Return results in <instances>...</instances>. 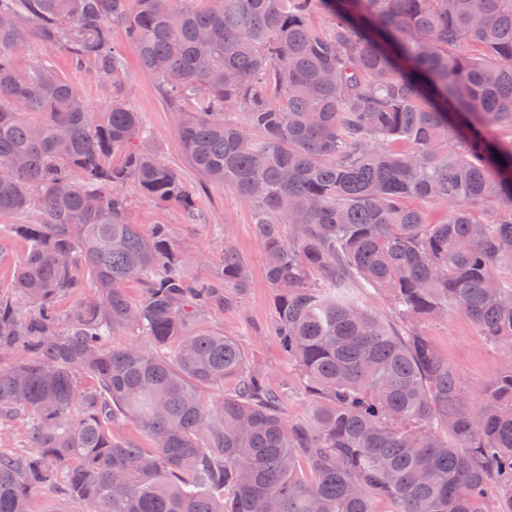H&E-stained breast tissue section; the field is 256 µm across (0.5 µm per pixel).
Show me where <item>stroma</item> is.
<instances>
[{"label": "stroma", "instance_id": "35a3bbf8", "mask_svg": "<svg viewBox=\"0 0 512 512\" xmlns=\"http://www.w3.org/2000/svg\"><path fill=\"white\" fill-rule=\"evenodd\" d=\"M47 55L51 56L57 75L80 92L91 112L102 114L111 101V89L89 72L76 69L65 50L48 52L32 40L22 51L14 53L13 62L16 68L26 70ZM125 66L127 105L139 112L161 159L193 189L197 207L212 217L208 224H189L178 205L160 203L135 193L128 211L130 223L139 225L146 234L154 225H170L179 248L191 257L184 269L185 278L191 284L220 274L224 240L232 238L248 264V290L237 306L211 310L208 324L234 337L248 363L272 375L282 392L281 409L289 420L305 419L309 403L298 373L289 365L276 340L275 291L266 281L264 253L253 233L255 210L252 203L232 189L209 184L184 155L178 129L191 111V103L167 98L155 78L141 68L133 52H126ZM424 332L434 350L447 359L461 377L474 405H482L501 361L499 350L478 336L474 324L460 312L426 323Z\"/></svg>", "mask_w": 512, "mask_h": 512}]
</instances>
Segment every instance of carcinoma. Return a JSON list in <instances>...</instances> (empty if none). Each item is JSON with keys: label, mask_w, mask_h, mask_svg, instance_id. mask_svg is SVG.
<instances>
[{"label": "carcinoma", "mask_w": 512, "mask_h": 512, "mask_svg": "<svg viewBox=\"0 0 512 512\" xmlns=\"http://www.w3.org/2000/svg\"><path fill=\"white\" fill-rule=\"evenodd\" d=\"M191 2L0 0V235L30 242L0 288V423L24 416L29 442L0 450V512L48 485L77 512H484L490 495L512 512V0ZM114 28L194 104L178 129L193 167L255 207L307 420L207 325L248 289L233 245L219 282L190 287L168 226L128 221V187L197 214L122 100ZM30 31L112 88L101 120L51 58L14 67ZM86 278L61 331L58 301ZM454 311L501 351L479 407L421 329ZM119 329L136 339L110 344Z\"/></svg>", "instance_id": "cac0c4a2"}]
</instances>
